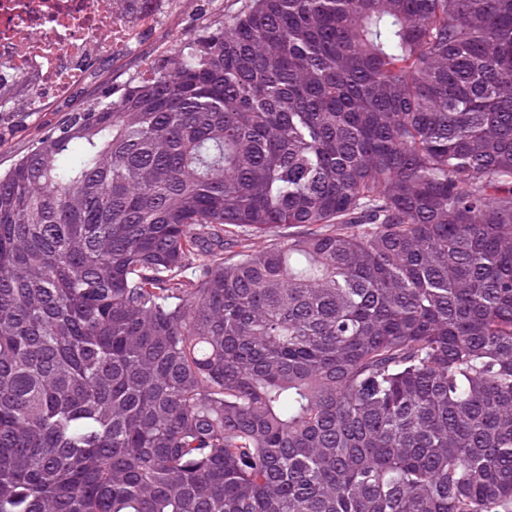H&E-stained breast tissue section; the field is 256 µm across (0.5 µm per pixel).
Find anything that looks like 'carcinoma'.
Instances as JSON below:
<instances>
[{"mask_svg":"<svg viewBox=\"0 0 512 512\" xmlns=\"http://www.w3.org/2000/svg\"><path fill=\"white\" fill-rule=\"evenodd\" d=\"M0 512H512V0H241L0 174Z\"/></svg>","mask_w":512,"mask_h":512,"instance_id":"cac0c4a2","label":"carcinoma"}]
</instances>
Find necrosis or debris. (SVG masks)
I'll use <instances>...</instances> for the list:
<instances>
[{"mask_svg":"<svg viewBox=\"0 0 512 512\" xmlns=\"http://www.w3.org/2000/svg\"><path fill=\"white\" fill-rule=\"evenodd\" d=\"M154 19L148 4L139 26L125 24L119 0H0V78L38 76L31 92L41 94L65 67L132 43Z\"/></svg>","mask_w":512,"mask_h":512,"instance_id":"obj_1","label":"necrosis or debris"}]
</instances>
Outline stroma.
<instances>
[{
  "label": "stroma",
  "instance_id": "35a3bbf8",
  "mask_svg": "<svg viewBox=\"0 0 512 512\" xmlns=\"http://www.w3.org/2000/svg\"><path fill=\"white\" fill-rule=\"evenodd\" d=\"M239 0H159L153 26L132 47H109L87 59L63 93L28 95L29 79L11 87L13 106L0 112V171L7 170L46 131L89 108L105 91L120 93L128 83L151 75L161 59L190 32L224 20Z\"/></svg>",
  "mask_w": 512,
  "mask_h": 512
}]
</instances>
